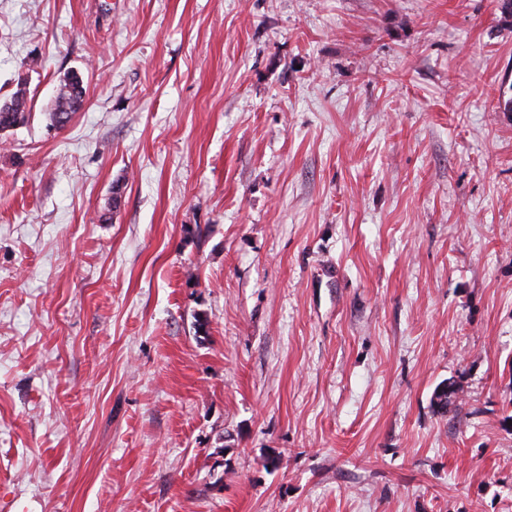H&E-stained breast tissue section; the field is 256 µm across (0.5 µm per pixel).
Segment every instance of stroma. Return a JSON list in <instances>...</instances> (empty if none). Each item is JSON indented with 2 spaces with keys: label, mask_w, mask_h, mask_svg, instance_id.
<instances>
[{
  "label": "stroma",
  "mask_w": 512,
  "mask_h": 512,
  "mask_svg": "<svg viewBox=\"0 0 512 512\" xmlns=\"http://www.w3.org/2000/svg\"><path fill=\"white\" fill-rule=\"evenodd\" d=\"M21 88L0 512H512L499 0H0ZM83 104V86L80 90L71 82L63 81L59 94L55 102V111L63 116H70L73 112H78Z\"/></svg>",
  "instance_id": "stroma-1"
}]
</instances>
